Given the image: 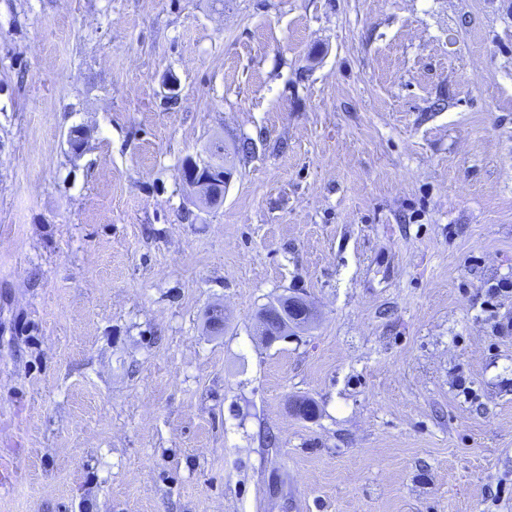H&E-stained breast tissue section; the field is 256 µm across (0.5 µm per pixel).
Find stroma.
<instances>
[{"label":"stroma","mask_w":512,"mask_h":512,"mask_svg":"<svg viewBox=\"0 0 512 512\" xmlns=\"http://www.w3.org/2000/svg\"><path fill=\"white\" fill-rule=\"evenodd\" d=\"M1 462L0 512H512V0H0ZM314 316L313 308L305 299L290 296L283 303L264 310L257 320L258 333L268 342L287 335L288 331L309 323Z\"/></svg>","instance_id":"1"}]
</instances>
